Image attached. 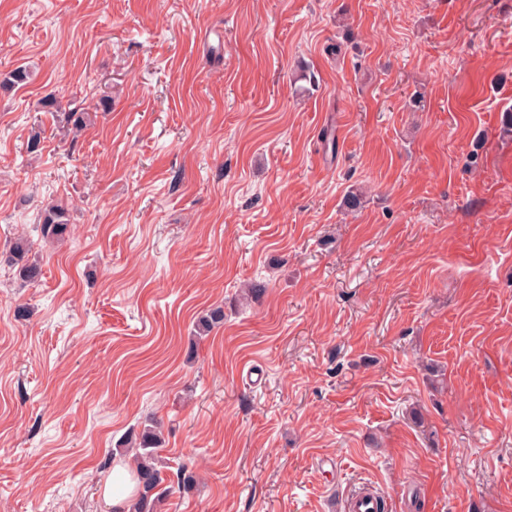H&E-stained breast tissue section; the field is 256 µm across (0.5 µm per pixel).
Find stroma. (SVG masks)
<instances>
[{
    "label": "stroma",
    "instance_id": "obj_1",
    "mask_svg": "<svg viewBox=\"0 0 512 512\" xmlns=\"http://www.w3.org/2000/svg\"><path fill=\"white\" fill-rule=\"evenodd\" d=\"M19 66L0 247L73 232L0 265V512H105L153 419L160 512H512V0H0ZM41 242L55 244L69 238L71 224L67 209L61 204L47 205L41 212ZM32 242L26 236H17L7 248L0 252V263L3 261L16 270L19 278L26 283L35 284L42 277V266L36 259L31 258ZM381 510V498L370 487L354 490L347 497L344 507V512H380Z\"/></svg>",
    "mask_w": 512,
    "mask_h": 512
}]
</instances>
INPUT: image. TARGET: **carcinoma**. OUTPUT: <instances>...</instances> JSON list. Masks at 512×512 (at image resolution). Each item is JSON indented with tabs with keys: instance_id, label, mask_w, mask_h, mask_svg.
I'll use <instances>...</instances> for the list:
<instances>
[{
	"instance_id": "carcinoma-1",
	"label": "carcinoma",
	"mask_w": 512,
	"mask_h": 512,
	"mask_svg": "<svg viewBox=\"0 0 512 512\" xmlns=\"http://www.w3.org/2000/svg\"><path fill=\"white\" fill-rule=\"evenodd\" d=\"M30 74L27 69L18 67L8 72L0 81V88L12 89L28 82ZM62 121L68 131L78 134L91 122L87 112H65ZM41 242L55 244L69 238L71 224L67 209L61 204H50L41 212ZM34 242L21 235L14 238L7 248L0 252V259L16 270L19 278L29 284H35L42 277V266L31 258ZM224 324V310L220 307L210 310L201 316L195 324L198 335H206L214 328ZM162 443V429L153 423L138 436L134 435L125 441L127 447L121 452L132 455L135 474L138 480V492L131 512H158V507L174 491H190L195 488L198 479L196 472L187 463L177 467L173 477L165 474L167 462L158 452Z\"/></svg>"
}]
</instances>
